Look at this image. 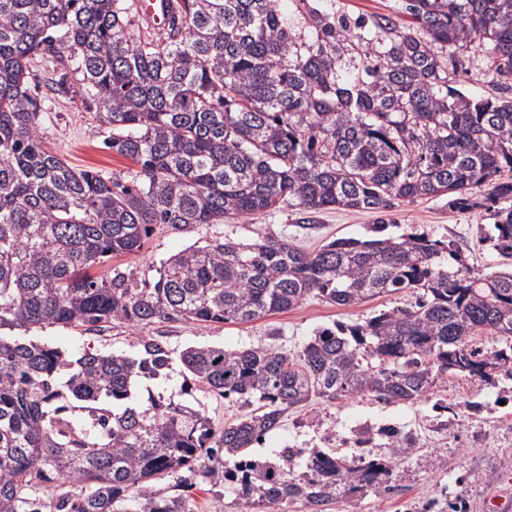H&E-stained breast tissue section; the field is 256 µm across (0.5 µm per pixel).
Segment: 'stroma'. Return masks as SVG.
I'll return each instance as SVG.
<instances>
[{
  "label": "stroma",
  "mask_w": 512,
  "mask_h": 512,
  "mask_svg": "<svg viewBox=\"0 0 512 512\" xmlns=\"http://www.w3.org/2000/svg\"><path fill=\"white\" fill-rule=\"evenodd\" d=\"M45 147L71 167L134 177L136 165L102 146L100 118L81 95H49L40 116ZM473 207L454 208L447 198L401 203L389 211L385 234L400 238L422 234L452 243L465 264L485 273L501 270L504 260L483 235L490 231L494 211L484 194ZM295 208L283 206L245 221L215 224L189 233L160 226L144 238L140 250L112 258L96 268V275L111 267L136 269L140 277L156 281L162 262L191 245L211 239L252 243L266 237L283 239L304 251H314L338 238L372 237L377 214L352 209L325 210L312 225L299 223ZM415 294L398 292L372 298L352 308L311 296L298 306L250 323L200 325L165 322L136 328L115 321L97 330L53 326L31 331V338L77 356L87 348L136 354L141 340L159 338L174 352L190 346H219L229 350L264 344L298 355L317 330L337 322H362L382 310L414 305ZM180 362H173L168 378L151 382L153 391L174 400L201 406L215 431L244 418L251 404L227 399L207 386L188 382ZM405 451L393 454L395 440ZM284 448H321L350 460L392 459L386 487L366 489L326 512H499L512 497V373L495 370L491 379L451 374L413 401H386L371 394L316 397L288 410L277 430L256 444V454L274 458ZM188 493L193 512H246L230 485H213L205 466L189 473Z\"/></svg>",
  "instance_id": "obj_1"
}]
</instances>
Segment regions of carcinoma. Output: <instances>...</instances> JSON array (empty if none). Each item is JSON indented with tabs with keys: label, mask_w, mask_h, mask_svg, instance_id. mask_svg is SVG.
I'll return each mask as SVG.
<instances>
[{
	"label": "carcinoma",
	"mask_w": 512,
	"mask_h": 512,
	"mask_svg": "<svg viewBox=\"0 0 512 512\" xmlns=\"http://www.w3.org/2000/svg\"><path fill=\"white\" fill-rule=\"evenodd\" d=\"M129 9L0 0V512H45L35 490L59 481L70 490L51 512H193L154 481L204 457L214 484L254 510L299 500L321 512L380 488V460L284 448L270 461L250 448L314 397L407 401L449 373L511 365L512 271L453 270L452 246L422 236L338 238L313 253L214 239L169 258L153 284L134 269L90 270L139 250L157 225L191 232L285 203L308 224L332 207L468 206L481 191L512 201V0H403L398 13L357 15L344 0H173L170 26L137 36ZM473 48L492 74L485 94L457 87ZM38 56L60 70L56 94L68 73L82 76L103 145L139 167L133 180L43 147ZM485 240L512 260V205ZM404 290L413 306L325 327L294 358L262 344L186 348L193 381L260 402L218 435L198 409L134 394V378L171 366L158 340L71 360L17 336L112 320L249 323L310 295L353 307ZM482 329L501 345L472 346Z\"/></svg>",
	"instance_id": "cac0c4a2"
}]
</instances>
